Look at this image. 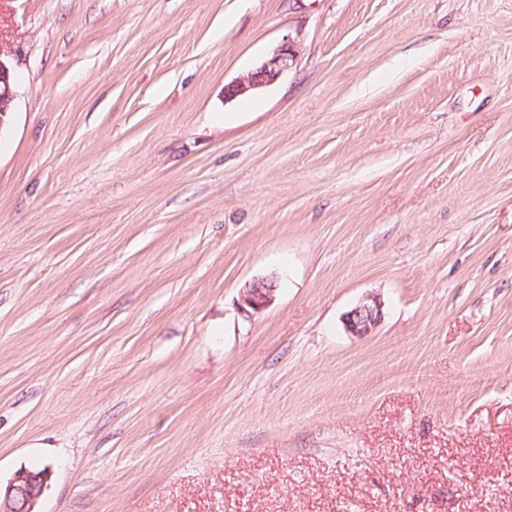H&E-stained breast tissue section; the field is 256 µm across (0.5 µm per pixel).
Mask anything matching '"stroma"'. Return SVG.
I'll use <instances>...</instances> for the list:
<instances>
[{
	"instance_id": "35a3bbf8",
	"label": "stroma",
	"mask_w": 512,
	"mask_h": 512,
	"mask_svg": "<svg viewBox=\"0 0 512 512\" xmlns=\"http://www.w3.org/2000/svg\"><path fill=\"white\" fill-rule=\"evenodd\" d=\"M0 48L1 480L512 512V0H0ZM297 53L295 44L288 42V44L281 45L246 76L227 85L224 90V98L231 100L274 83L291 68ZM9 54L4 50L0 52V129L4 124V118L12 112L14 100L18 96L15 83L10 82ZM275 285L272 282L260 281L244 288L241 294V307L248 311L260 312L271 305L275 299ZM384 304L376 296H368L344 315V326L354 336H367L381 322Z\"/></svg>"
}]
</instances>
